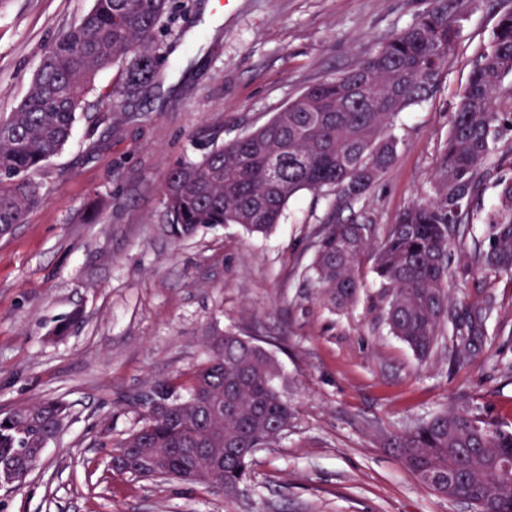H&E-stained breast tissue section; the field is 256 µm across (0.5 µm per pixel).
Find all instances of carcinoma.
Wrapping results in <instances>:
<instances>
[{
  "instance_id": "obj_1",
  "label": "carcinoma",
  "mask_w": 512,
  "mask_h": 512,
  "mask_svg": "<svg viewBox=\"0 0 512 512\" xmlns=\"http://www.w3.org/2000/svg\"><path fill=\"white\" fill-rule=\"evenodd\" d=\"M173 0H94L43 60L18 108L0 116V236L9 234L38 200L34 173L68 143L85 94L98 71L122 70L119 86L101 94L137 96L157 72L155 35ZM456 0H431L411 25L360 59L307 88L254 131L222 143L165 180L169 233L237 224L268 235L288 201L301 191L336 199L315 241L317 295L331 311L358 301L361 257L373 251L389 331L420 358L448 341L453 365L472 362L488 340L492 295L453 301L452 278L478 272L512 279V10L498 21L474 62L440 149L428 187L398 214L379 245L367 214L345 222L338 211L364 197L395 164L401 112L431 98L458 35ZM496 203L484 209L488 183ZM482 237L450 269L451 247L474 221ZM279 367L264 347L229 331L207 336L206 360L191 374L187 397L168 386L144 397L143 425L118 441L136 479L205 483L237 497L249 458L288 429L293 409L279 385ZM68 415L60 401L18 406L0 414L4 478L29 475ZM387 445L434 493L466 495L476 512H512V478L501 464L512 457V429L470 410L446 409Z\"/></svg>"
}]
</instances>
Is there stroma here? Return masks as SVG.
Returning a JSON list of instances; mask_svg holds the SVG:
<instances>
[{
  "instance_id": "obj_1",
  "label": "stroma",
  "mask_w": 512,
  "mask_h": 512,
  "mask_svg": "<svg viewBox=\"0 0 512 512\" xmlns=\"http://www.w3.org/2000/svg\"><path fill=\"white\" fill-rule=\"evenodd\" d=\"M156 36L158 77L131 101L99 102L101 70L65 148L34 177L39 199L0 237V413L42 399L68 408L38 468L0 486V512H470L427 489L382 444L438 411L512 423V278L458 282L454 298H496L471 365L426 360L392 336L364 255L358 304L330 312L306 274L331 200L303 191L266 237L236 224L174 239L164 181L173 165L267 122L307 87L350 69L412 24L429 0H176ZM93 0H0V114L25 97L44 56ZM512 0H463L441 86L400 118L391 171L341 219L369 212L377 234L423 191L477 55ZM80 321L57 328L71 314ZM257 340L278 361L294 409L257 449L237 498L113 472L112 446L141 424V398L206 357L210 330Z\"/></svg>"
}]
</instances>
